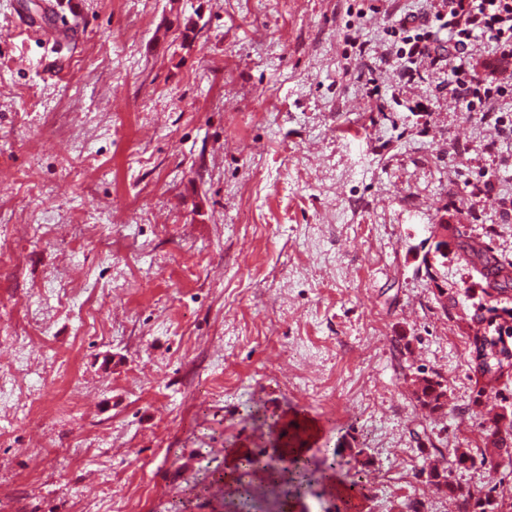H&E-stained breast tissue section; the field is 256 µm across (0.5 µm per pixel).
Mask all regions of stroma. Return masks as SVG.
<instances>
[{
  "instance_id": "35a3bbf8",
  "label": "stroma",
  "mask_w": 512,
  "mask_h": 512,
  "mask_svg": "<svg viewBox=\"0 0 512 512\" xmlns=\"http://www.w3.org/2000/svg\"><path fill=\"white\" fill-rule=\"evenodd\" d=\"M380 0H83L77 33H37L50 0H0V512H233L204 481L259 448L261 405L309 455L343 452L363 512H463L422 473L512 512V462L458 467L483 391L471 320L488 302L459 236L512 260L500 139L430 76L395 92L345 30L400 43ZM448 227L438 247L433 227ZM440 269L447 299L421 267ZM440 375L428 415L411 381ZM314 488L264 512H337ZM412 398L416 406L429 414H444L448 408V386L439 375L417 376ZM428 482L438 493L457 495L459 490L448 480V471L438 460L427 463Z\"/></svg>"
}]
</instances>
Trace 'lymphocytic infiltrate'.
I'll list each match as a JSON object with an SVG mask.
<instances>
[{"instance_id":"lymphocytic-infiltrate-1","label":"lymphocytic infiltrate","mask_w":512,"mask_h":512,"mask_svg":"<svg viewBox=\"0 0 512 512\" xmlns=\"http://www.w3.org/2000/svg\"><path fill=\"white\" fill-rule=\"evenodd\" d=\"M421 12L400 15L394 28L401 47L385 49L380 64L399 72V83L422 79L424 67L449 69L445 79L451 97L466 111H479L500 137H512V119L504 103L512 100V0H425ZM487 40L494 51L484 63L476 44Z\"/></svg>"}]
</instances>
